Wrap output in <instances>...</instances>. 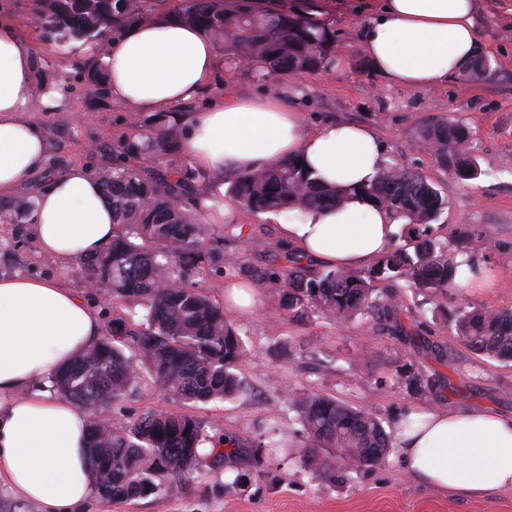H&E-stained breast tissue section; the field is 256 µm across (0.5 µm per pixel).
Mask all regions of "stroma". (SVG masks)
<instances>
[{
	"instance_id": "1",
	"label": "stroma",
	"mask_w": 512,
	"mask_h": 512,
	"mask_svg": "<svg viewBox=\"0 0 512 512\" xmlns=\"http://www.w3.org/2000/svg\"><path fill=\"white\" fill-rule=\"evenodd\" d=\"M336 22V56L342 64L330 71L305 72L261 81L249 68L222 64L190 101L162 116L131 114L112 101L105 86L94 85L91 69L80 58L81 45H44L33 82L36 97L61 91L55 106L33 117L47 130L44 167L15 192L35 201L49 179L74 164L92 170L110 167L119 140L143 143L166 137L170 153L134 158L141 169L188 165L177 147L179 116L202 112L212 101L237 95H281L302 112L309 128L329 121H352L373 127L384 159L406 166L436 185L447 205L432 224L435 238L450 253L472 257L485 270L483 281L449 288L427 297L408 294L400 314L411 336H394L382 323H343L322 315L297 316L281 307L269 289L255 286V307L234 319L250 355L240 371L247 393L233 401L196 408L208 435L233 433L259 442L275 433L293 445L285 457H259L237 478L209 452H202L193 480L173 482L171 489L131 501L90 496L82 512H512V491H495L479 499L431 489L404 469L400 446H392L381 463L359 469L315 472L302 463L309 440L290 406L295 393L335 396L378 417L386 431L399 435L411 414L429 409H487L512 416V363L497 362L469 350L450 329L446 317L472 305L512 309V0H479L477 27L486 72L463 74L448 84L411 90L385 84L369 65L360 41L361 0H322ZM471 128L477 156L487 168L478 179L463 181L436 164L418 138L433 123ZM27 212L12 213L0 223V275L44 276L81 293L108 324L116 310L108 288H87L77 265H61L43 255ZM296 211L254 215L234 206L217 228L225 253L242 257L253 269L283 265L276 246L282 224L300 220ZM242 232H235V225ZM419 372L431 379L450 378L452 389L422 391L407 377ZM175 402L151 381L112 404L108 418L133 419L149 410H175Z\"/></svg>"
}]
</instances>
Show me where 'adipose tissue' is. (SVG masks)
<instances>
[{
    "label": "adipose tissue",
    "mask_w": 512,
    "mask_h": 512,
    "mask_svg": "<svg viewBox=\"0 0 512 512\" xmlns=\"http://www.w3.org/2000/svg\"><path fill=\"white\" fill-rule=\"evenodd\" d=\"M477 9L478 0H379L361 28L364 51L388 84H447L478 52ZM38 53L0 26V199L47 158V132L26 116ZM221 62L203 31L160 17L121 28L106 57L105 83L128 111L165 112L198 94ZM183 122L181 149L204 184L297 157L320 182L348 189L340 206L282 225L283 239L306 259L361 267L389 247L395 217L352 191L383 163L370 127L307 129L277 95L226 98ZM29 222L43 254L63 265L98 254L114 229L111 202L81 164L49 181ZM100 338L97 311L75 291L47 277H0V478L41 512H79L92 491L87 414L49 386ZM400 443L406 469L433 488L471 497L512 490V418L432 410L419 414Z\"/></svg>",
    "instance_id": "adipose-tissue-1"
}]
</instances>
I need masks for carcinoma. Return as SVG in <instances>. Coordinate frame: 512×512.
<instances>
[{
	"instance_id": "1",
	"label": "carcinoma",
	"mask_w": 512,
	"mask_h": 512,
	"mask_svg": "<svg viewBox=\"0 0 512 512\" xmlns=\"http://www.w3.org/2000/svg\"><path fill=\"white\" fill-rule=\"evenodd\" d=\"M34 23L43 42L65 47L73 41L104 50L112 32L127 22L150 21L168 0H34ZM173 17L201 29L224 48L229 63L250 67L267 80L298 72L329 71L335 64L336 28L318 0H176ZM436 163L462 180L484 174L472 153L463 124L438 123L419 131ZM154 144L122 140L121 162L98 173L112 202V243L93 257L79 259L86 286L112 289V297L135 301L136 320L121 313L107 334L56 372L54 390L88 414L93 491L106 500L132 501L170 487L171 480L195 467L204 442L203 422L190 413L150 410L119 424L98 420L100 409L140 387L148 369L160 389L195 407L242 396L238 372L249 356L238 328L224 307L192 282L213 270L233 268L271 289L279 304L297 316L324 314L342 321L380 319L395 335L406 334L394 291L378 283L438 291L461 287L460 264L430 226L447 205L420 174L383 162L379 174L360 188L403 222L407 243L388 249L368 272L343 267L314 272L295 253L288 264L252 270L237 255H226L224 238L211 239L203 202L208 193L184 166L168 164L147 173L124 159L149 154ZM230 198L256 214L335 207L349 190L321 184L300 158L233 176ZM456 336L474 352L512 361V309L454 312ZM309 438L303 463L324 470L318 448L335 449L336 463L357 470L382 462L390 435L367 412L333 396L303 394L291 401ZM251 447L233 434L212 443V452L230 468L250 461Z\"/></svg>"
}]
</instances>
